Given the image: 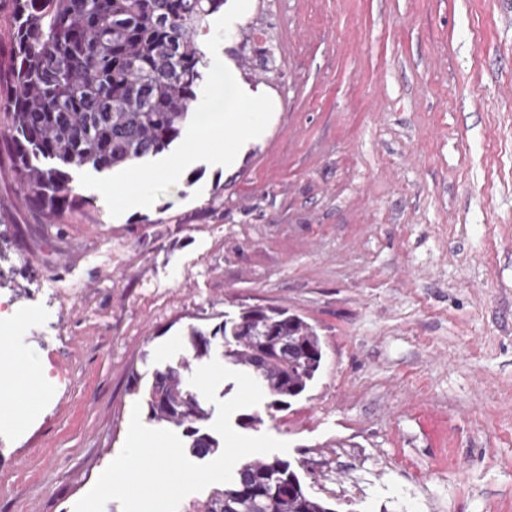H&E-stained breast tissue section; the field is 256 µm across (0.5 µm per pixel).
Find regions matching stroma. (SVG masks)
<instances>
[{
	"label": "stroma",
	"instance_id": "stroma-1",
	"mask_svg": "<svg viewBox=\"0 0 512 512\" xmlns=\"http://www.w3.org/2000/svg\"><path fill=\"white\" fill-rule=\"evenodd\" d=\"M278 74L238 66L244 27ZM218 55L274 106L231 166L53 221L0 145V512H73L133 373L244 306L315 326L320 373L247 436L335 512H512V0H250ZM60 382L17 389L16 366Z\"/></svg>",
	"mask_w": 512,
	"mask_h": 512
}]
</instances>
